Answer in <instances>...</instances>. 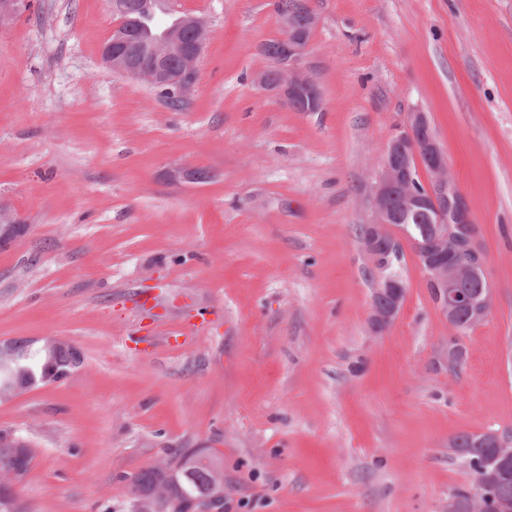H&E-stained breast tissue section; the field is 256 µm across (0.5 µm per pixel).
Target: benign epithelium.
<instances>
[{"label":"benign epithelium","mask_w":512,"mask_h":512,"mask_svg":"<svg viewBox=\"0 0 512 512\" xmlns=\"http://www.w3.org/2000/svg\"><path fill=\"white\" fill-rule=\"evenodd\" d=\"M28 8V0H0V21L18 16ZM193 32L189 41L181 30ZM208 38L206 22L199 16L185 15L177 24L149 35L133 38L118 20L102 45L103 62L112 70L130 76L151 87L185 98L198 80L197 64ZM310 43L307 35L288 36L280 50L281 78L274 89L286 101L302 103V111L317 112L323 106L315 82L299 67ZM176 57L180 66H169ZM424 168V189L418 188L415 173ZM397 187L405 189L409 216H423L432 225L429 235L417 237L406 227L394 223L391 198ZM371 220L366 225L365 246L369 253L392 254L409 247L416 254L427 283L437 294L436 306L453 326L458 308L465 307L473 326L483 323L490 312V292L476 296L461 294L457 286L464 279H486L485 258L476 244L478 228L464 196L448 166V159L433 135L427 114L409 113L402 131L386 144L383 159L373 185ZM23 220L11 209L0 205V242L13 239L22 230ZM406 290L396 277L382 276L375 295L384 297L372 303L371 325L376 333L385 332L399 315ZM481 440L494 449L481 463L484 479L493 482L512 471V438L496 432L482 434ZM443 512H487L486 497L476 490L465 499L451 498Z\"/></svg>","instance_id":"obj_1"}]
</instances>
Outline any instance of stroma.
Listing matches in <instances>:
<instances>
[{
	"label": "stroma",
	"mask_w": 512,
	"mask_h": 512,
	"mask_svg": "<svg viewBox=\"0 0 512 512\" xmlns=\"http://www.w3.org/2000/svg\"><path fill=\"white\" fill-rule=\"evenodd\" d=\"M275 0H173L209 37L173 108L102 65L107 0L0 23V341L79 362L0 401L32 450L28 512H130L128 479L201 448L224 512H441L461 432L512 435V0H308L297 112L256 73ZM426 112L479 227L488 318L448 325L411 250L403 308L370 315L364 245L383 149ZM4 221L7 224H3ZM22 218L6 206L0 205V242L13 239L23 227Z\"/></svg>",
	"instance_id": "1"
}]
</instances>
